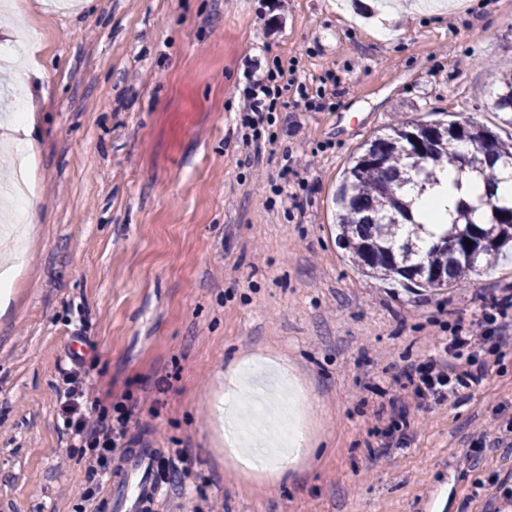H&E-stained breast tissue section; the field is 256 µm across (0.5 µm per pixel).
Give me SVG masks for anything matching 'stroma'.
<instances>
[{
    "mask_svg": "<svg viewBox=\"0 0 512 512\" xmlns=\"http://www.w3.org/2000/svg\"><path fill=\"white\" fill-rule=\"evenodd\" d=\"M7 0L0 7V182L19 160L39 221L0 246L15 277L0 309V512H95L124 450L95 463L68 426L136 414L127 439L178 456L156 512H489L512 447V345L481 385L427 401L402 445L380 387L443 356L449 336L512 288V255L436 291L362 275L332 225L356 150L395 120L451 115L496 128L492 73L512 71V0ZM293 69L261 129L240 124L254 65ZM32 147L7 138L22 69ZM245 386L262 420L296 421L308 453L256 474L215 405Z\"/></svg>",
    "mask_w": 512,
    "mask_h": 512,
    "instance_id": "obj_1",
    "label": "stroma"
}]
</instances>
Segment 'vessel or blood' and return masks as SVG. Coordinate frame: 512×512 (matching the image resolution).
Listing matches in <instances>:
<instances>
[{
	"label": "vessel or blood",
	"mask_w": 512,
	"mask_h": 512,
	"mask_svg": "<svg viewBox=\"0 0 512 512\" xmlns=\"http://www.w3.org/2000/svg\"><path fill=\"white\" fill-rule=\"evenodd\" d=\"M111 492L126 501L129 512H153L160 493L154 450L129 452L112 479Z\"/></svg>",
	"instance_id": "b4317fda"
}]
</instances>
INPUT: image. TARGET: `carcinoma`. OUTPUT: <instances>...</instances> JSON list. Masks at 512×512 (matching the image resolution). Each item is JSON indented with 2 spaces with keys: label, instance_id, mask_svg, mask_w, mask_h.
<instances>
[{
  "label": "carcinoma",
  "instance_id": "carcinoma-1",
  "mask_svg": "<svg viewBox=\"0 0 512 512\" xmlns=\"http://www.w3.org/2000/svg\"><path fill=\"white\" fill-rule=\"evenodd\" d=\"M494 108L512 112V73L495 76ZM466 141L471 150L458 154L452 143ZM452 166L477 173L491 186L498 168H512V140L467 121L394 123L366 142L336 189L338 239L352 260L370 276L394 282L444 288L460 282L484 261L512 243V205L489 193L482 201L484 221L472 219L474 208L459 202L455 217L439 224L438 241L420 245L424 225L409 216L404 187L412 178L426 185L436 170ZM472 244H467V241Z\"/></svg>",
  "mask_w": 512,
  "mask_h": 512
}]
</instances>
